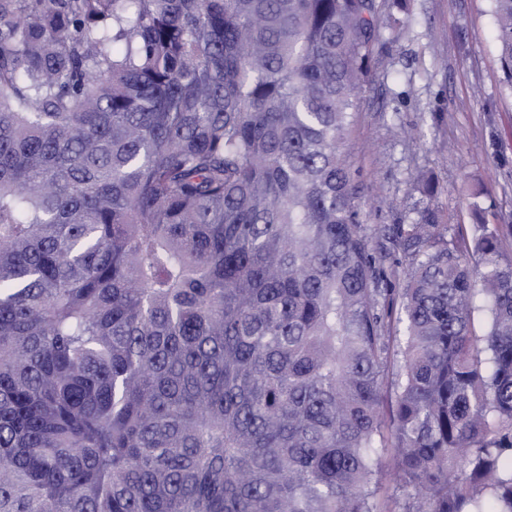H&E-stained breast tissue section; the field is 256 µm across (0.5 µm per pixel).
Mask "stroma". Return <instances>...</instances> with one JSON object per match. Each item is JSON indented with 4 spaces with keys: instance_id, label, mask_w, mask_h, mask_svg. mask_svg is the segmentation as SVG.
I'll list each match as a JSON object with an SVG mask.
<instances>
[{
    "instance_id": "35a3bbf8",
    "label": "stroma",
    "mask_w": 512,
    "mask_h": 512,
    "mask_svg": "<svg viewBox=\"0 0 512 512\" xmlns=\"http://www.w3.org/2000/svg\"><path fill=\"white\" fill-rule=\"evenodd\" d=\"M382 28L370 81L343 140L369 233L427 208L449 233L500 227L512 262V86L495 43L492 0H407ZM436 187L426 195L424 182Z\"/></svg>"
}]
</instances>
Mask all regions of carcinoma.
<instances>
[{
	"label": "carcinoma",
	"mask_w": 512,
	"mask_h": 512,
	"mask_svg": "<svg viewBox=\"0 0 512 512\" xmlns=\"http://www.w3.org/2000/svg\"><path fill=\"white\" fill-rule=\"evenodd\" d=\"M512 86V0H493ZM377 0H0V512H512L499 227L342 142ZM481 311L488 329L474 333ZM376 241L377 239L373 238L371 249L379 258L376 262V269L380 279V287L404 288L411 256L398 245L391 246L390 250L380 255ZM380 480L383 487L380 495V508L382 512H403L402 497L394 491L395 469L390 452L382 458L380 464Z\"/></svg>",
	"instance_id": "cac0c4a2"
}]
</instances>
